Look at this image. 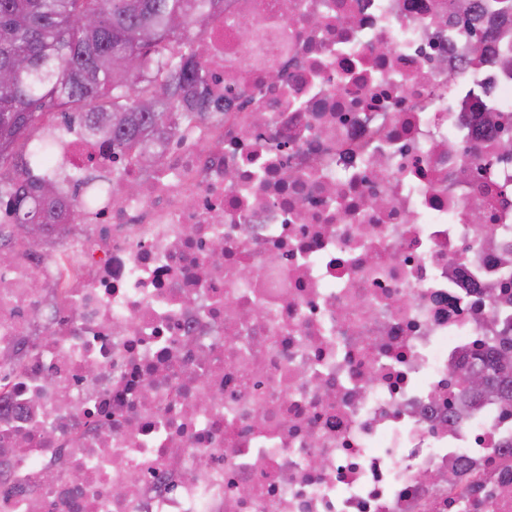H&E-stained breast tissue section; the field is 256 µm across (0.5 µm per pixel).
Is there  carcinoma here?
<instances>
[{"label":"carcinoma","instance_id":"obj_1","mask_svg":"<svg viewBox=\"0 0 512 512\" xmlns=\"http://www.w3.org/2000/svg\"><path fill=\"white\" fill-rule=\"evenodd\" d=\"M224 0H0V252L23 237L20 224H75L74 196L31 174L55 140L41 135L55 116H76L112 156L152 160V148L215 111L197 89L207 82L205 34ZM512 339L477 359L498 397L512 398Z\"/></svg>","mask_w":512,"mask_h":512}]
</instances>
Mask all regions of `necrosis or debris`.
<instances>
[{
	"label": "necrosis or debris",
	"instance_id": "1",
	"mask_svg": "<svg viewBox=\"0 0 512 512\" xmlns=\"http://www.w3.org/2000/svg\"><path fill=\"white\" fill-rule=\"evenodd\" d=\"M479 4L485 58L448 0H224L223 114L156 163L71 134L82 223L0 266V512H512V401L454 373L512 335Z\"/></svg>",
	"mask_w": 512,
	"mask_h": 512
}]
</instances>
